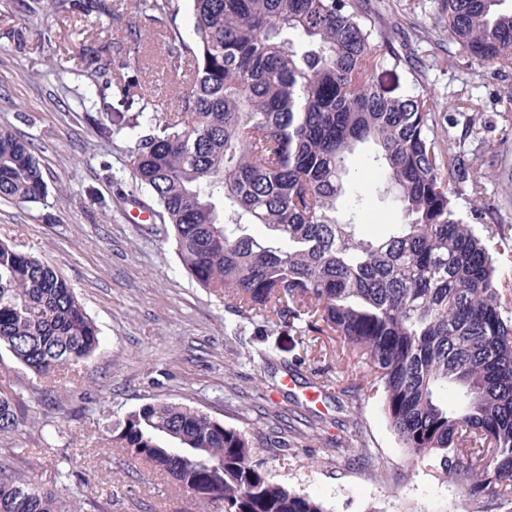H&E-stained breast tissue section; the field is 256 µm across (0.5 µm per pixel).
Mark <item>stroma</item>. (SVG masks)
<instances>
[{
    "label": "stroma",
    "mask_w": 512,
    "mask_h": 512,
    "mask_svg": "<svg viewBox=\"0 0 512 512\" xmlns=\"http://www.w3.org/2000/svg\"><path fill=\"white\" fill-rule=\"evenodd\" d=\"M13 2L0 0V128L31 143L49 196L21 207L0 202V239L56 267L96 323L101 345L49 376L0 350V392L15 397L24 415L17 429L0 432V466L44 483L53 482L56 469L71 471L64 497L82 512L103 499L109 512H192L183 491L131 465L112 442L116 419L165 401L253 431L272 475L327 512H460L455 480L432 462H412L400 447L380 397L359 382L364 362L352 360L344 374L336 340L241 318L189 279L161 224L133 210L149 197L129 177L120 96L97 93L78 74L85 23L29 15ZM146 38L144 79L160 109L173 111L175 77L159 62L164 38L157 30ZM427 62L441 110L461 98L474 105L484 142L468 148L475 167H495L486 190L500 205L482 230L500 275L512 282V124L498 115L512 98V71L453 58L444 45ZM373 151L365 144L350 156L361 177L346 192L364 194L357 221L376 236L400 214L369 190L377 180L367 168ZM288 369L300 382L324 381L320 408L284 391ZM276 426L287 447L270 441Z\"/></svg>",
    "instance_id": "stroma-1"
}]
</instances>
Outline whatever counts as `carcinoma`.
<instances>
[{"label":"carcinoma","instance_id":"obj_1","mask_svg":"<svg viewBox=\"0 0 512 512\" xmlns=\"http://www.w3.org/2000/svg\"><path fill=\"white\" fill-rule=\"evenodd\" d=\"M30 14L78 11L113 23L112 0H20ZM145 0L140 18L165 26L161 64L194 62L178 108L163 114L138 80L140 50L97 37L80 43V71L99 89L115 56L128 76L127 154L185 272L268 324L336 337L370 368L366 389L414 462L458 480L465 504H512V298L478 225L497 214L465 150L479 132L439 138L438 104L422 61L392 30L403 19L368 0ZM505 0H436L434 44L512 69ZM371 143L375 192L401 213L382 236L355 222L347 157ZM48 183L32 146L0 129V200L36 204ZM472 200L471 216L456 207ZM252 225L268 234L256 237ZM99 330L47 262L0 240V348L37 375L87 360ZM21 424L0 394V431ZM131 463L169 474L195 512H327L256 459L258 442L186 406L152 402L112 427ZM480 458L475 477L471 456ZM66 484L0 472V512H75Z\"/></svg>","mask_w":512,"mask_h":512}]
</instances>
